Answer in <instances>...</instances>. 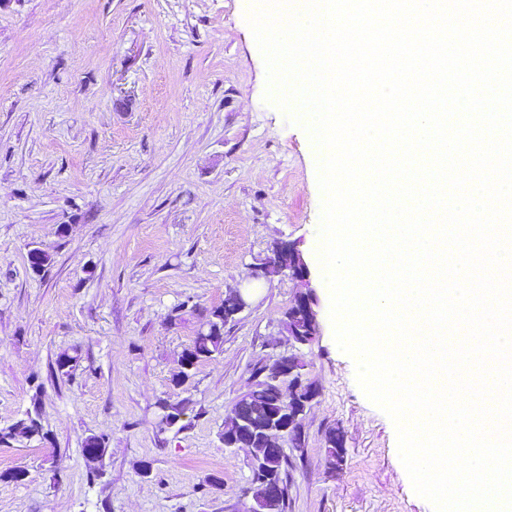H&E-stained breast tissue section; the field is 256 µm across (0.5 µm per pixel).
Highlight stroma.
<instances>
[{"mask_svg": "<svg viewBox=\"0 0 512 512\" xmlns=\"http://www.w3.org/2000/svg\"><path fill=\"white\" fill-rule=\"evenodd\" d=\"M250 4L0 0V427L35 409L45 432L0 446V512H250L251 452L225 447L224 422L288 354L318 395L304 447L286 450L285 512H434L334 340L317 151L265 99ZM278 241L302 251L318 299L303 346L284 325L299 284L252 282ZM34 249L50 258L38 274ZM249 285L221 353L177 383L203 314ZM166 401L184 408L172 428Z\"/></svg>", "mask_w": 512, "mask_h": 512, "instance_id": "stroma-1", "label": "stroma"}]
</instances>
